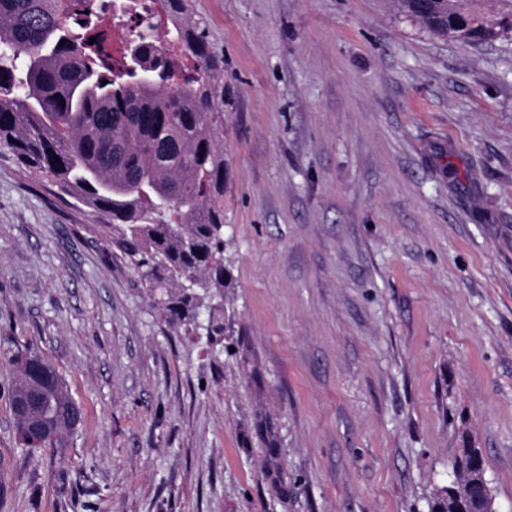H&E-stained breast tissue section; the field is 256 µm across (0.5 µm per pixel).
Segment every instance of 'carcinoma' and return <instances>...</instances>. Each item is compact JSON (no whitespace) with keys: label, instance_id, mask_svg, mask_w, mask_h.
Instances as JSON below:
<instances>
[{"label":"carcinoma","instance_id":"carcinoma-1","mask_svg":"<svg viewBox=\"0 0 512 512\" xmlns=\"http://www.w3.org/2000/svg\"><path fill=\"white\" fill-rule=\"evenodd\" d=\"M420 27L465 43L512 30V0H391ZM170 29L150 56L116 62L112 33L89 0H0V153L52 183L60 197L105 217L124 253L157 293V307L182 325L204 300L222 296L224 269V54L187 0H163ZM96 41H91V38ZM11 408L20 444L37 421L67 430L75 402L55 369L15 354ZM453 460V481L429 512L457 496L483 507L471 466Z\"/></svg>","mask_w":512,"mask_h":512}]
</instances>
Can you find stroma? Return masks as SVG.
Listing matches in <instances>:
<instances>
[{
    "label": "stroma",
    "mask_w": 512,
    "mask_h": 512,
    "mask_svg": "<svg viewBox=\"0 0 512 512\" xmlns=\"http://www.w3.org/2000/svg\"><path fill=\"white\" fill-rule=\"evenodd\" d=\"M224 54V340L0 154V512H427L466 423L512 512V32L189 0ZM78 429L30 450L15 348Z\"/></svg>",
    "instance_id": "35a3bbf8"
}]
</instances>
